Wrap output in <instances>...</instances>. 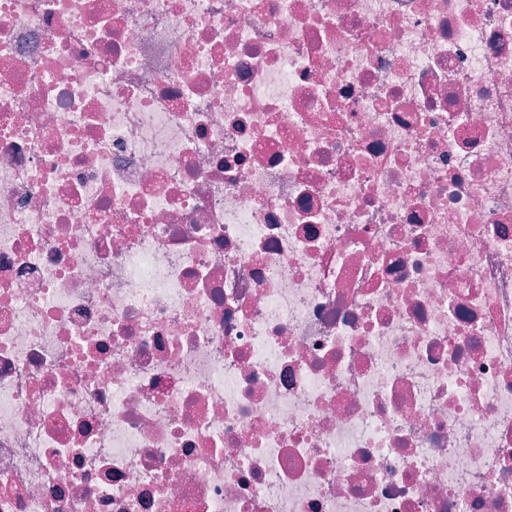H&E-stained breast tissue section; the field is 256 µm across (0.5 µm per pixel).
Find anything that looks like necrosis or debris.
<instances>
[{"label":"necrosis or debris","instance_id":"necrosis-or-debris-1","mask_svg":"<svg viewBox=\"0 0 512 512\" xmlns=\"http://www.w3.org/2000/svg\"><path fill=\"white\" fill-rule=\"evenodd\" d=\"M0 512H512V0H0Z\"/></svg>","mask_w":512,"mask_h":512}]
</instances>
